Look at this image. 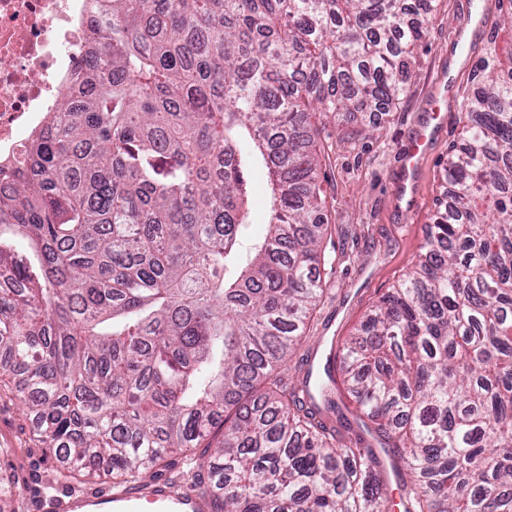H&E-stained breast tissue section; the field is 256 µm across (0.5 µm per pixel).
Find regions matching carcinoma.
Returning a JSON list of instances; mask_svg holds the SVG:
<instances>
[{
  "instance_id": "1",
  "label": "carcinoma",
  "mask_w": 512,
  "mask_h": 512,
  "mask_svg": "<svg viewBox=\"0 0 512 512\" xmlns=\"http://www.w3.org/2000/svg\"><path fill=\"white\" fill-rule=\"evenodd\" d=\"M431 10L106 0L62 111L0 177V384L64 478L141 483L220 422L216 512H512V73L466 98L414 269L315 377H282L324 293L322 119L396 105ZM338 371L351 435L325 420ZM253 186V224H251V234L253 236L261 235L265 230V224L270 218L267 207V183L268 177L262 170L255 171L251 176Z\"/></svg>"
}]
</instances>
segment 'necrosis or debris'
Instances as JSON below:
<instances>
[{"instance_id": "1", "label": "necrosis or debris", "mask_w": 512, "mask_h": 512, "mask_svg": "<svg viewBox=\"0 0 512 512\" xmlns=\"http://www.w3.org/2000/svg\"><path fill=\"white\" fill-rule=\"evenodd\" d=\"M90 0H0V168L63 105L88 51Z\"/></svg>"}]
</instances>
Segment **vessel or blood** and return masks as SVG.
I'll return each mask as SVG.
<instances>
[{"label": "vessel or blood", "instance_id": "1", "mask_svg": "<svg viewBox=\"0 0 512 512\" xmlns=\"http://www.w3.org/2000/svg\"><path fill=\"white\" fill-rule=\"evenodd\" d=\"M446 121L441 111H433L417 132L403 156L407 179H414L436 130ZM49 512H205V502L179 479L163 478L141 489H117L106 485L91 491L70 492L51 499Z\"/></svg>", "mask_w": 512, "mask_h": 512}]
</instances>
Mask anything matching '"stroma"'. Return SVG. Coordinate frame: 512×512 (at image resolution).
<instances>
[{"label":"stroma","instance_id":"1","mask_svg":"<svg viewBox=\"0 0 512 512\" xmlns=\"http://www.w3.org/2000/svg\"><path fill=\"white\" fill-rule=\"evenodd\" d=\"M491 27L475 45L478 78L489 69L512 66V0H435L428 35L415 50V75L399 104L387 111L342 112L329 125L333 137L322 160L329 230L324 240L325 293L304 349L294 356L285 381L300 383L308 367H322L331 345L353 335L371 305L417 263L428 226L444 188L442 175L451 146L460 141L463 98L473 89L463 79L459 99L447 112L448 124L421 164L418 199L408 208L396 187L400 159L409 140L426 122L440 77L450 69L459 46L455 26L473 27L480 9ZM24 403L0 392V483L15 484L31 500L101 486L98 478L60 484L58 461L34 441Z\"/></svg>","mask_w":512,"mask_h":512}]
</instances>
